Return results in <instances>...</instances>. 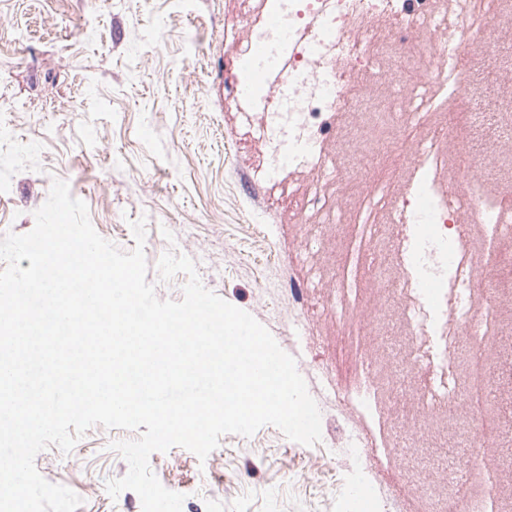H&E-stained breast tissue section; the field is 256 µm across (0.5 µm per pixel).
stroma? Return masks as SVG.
Returning a JSON list of instances; mask_svg holds the SVG:
<instances>
[{
	"mask_svg": "<svg viewBox=\"0 0 512 512\" xmlns=\"http://www.w3.org/2000/svg\"><path fill=\"white\" fill-rule=\"evenodd\" d=\"M241 0H0V99L25 101V112L0 111V132L23 144L22 153L0 164V237L25 234L46 201L53 179L68 182L83 200L103 238L132 250V221L145 219L146 279L160 299L181 300L185 275L159 280L157 263L168 248L190 257L203 285L250 313L284 351L302 346L301 376L329 364L340 386L355 389L360 358L395 365L384 356L382 336L405 349L397 319L378 329L367 304L347 317L336 313L335 284L325 267L346 257L348 227L328 223L311 203L307 223L325 225L324 236L300 235L280 220L276 200L288 193L311 195L309 171L284 169L278 181L261 175L267 146L258 140L263 113L242 120L231 88L235 49L246 46L248 29L236 19ZM477 108L482 125L458 129L448 154L460 148L498 155L486 184L490 194H512V143L495 136L498 113L512 112V82L482 86ZM375 138L401 142L366 186L346 184L343 214L360 213L369 193L397 198L416 184L414 138L392 123L374 126L359 112L347 113L331 151L351 165ZM174 242H167L164 231ZM500 336L487 354L494 365L493 399L484 410L492 432L479 458L494 476L500 512H512V278L492 294ZM390 377L375 391L380 411L371 436L382 452L372 462L376 482L389 488L404 512H423L427 489L447 491V464L433 456L451 448L458 419L439 410L426 421V452L394 458L385 450L398 441L381 414ZM349 412L327 403L321 410V440L306 446L266 425L252 436L227 434L206 460L181 447L153 453L149 465L169 490L185 494L182 512H345L346 460L331 446L333 428H345ZM128 430L95 426L69 454L57 446L40 452L35 465L49 482L82 499L77 512H142L136 493L111 498L108 480L123 477L127 461L111 450L133 439Z\"/></svg>",
	"mask_w": 512,
	"mask_h": 512,
	"instance_id": "35a3bbf8",
	"label": "stroma"
}]
</instances>
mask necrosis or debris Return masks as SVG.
Segmentation results:
<instances>
[{
  "label": "necrosis or debris",
  "mask_w": 512,
  "mask_h": 512,
  "mask_svg": "<svg viewBox=\"0 0 512 512\" xmlns=\"http://www.w3.org/2000/svg\"><path fill=\"white\" fill-rule=\"evenodd\" d=\"M467 2L466 11L460 13L449 9L447 0H278L285 28L269 24L254 33L267 55H287L288 75L297 85L269 113L267 138L288 144L289 151L284 159L272 154L268 174L276 176L285 164L312 166L315 193L327 211L335 209L334 187L353 180L367 182L371 169L392 148L385 141L371 143L350 169L326 162L344 113L372 112L423 134L418 185L398 200L392 214L393 221H410L422 234L414 243L408 276L383 280L385 301L378 305L375 319L384 321L389 305H396L411 337L405 372L433 371L432 382L417 395L423 413L445 407L455 414L463 410L469 414L470 423L460 428L451 452L448 474L453 478L478 470L477 450L482 442L477 429L482 417L474 403L491 400L492 371L486 347L497 334L489 297L499 282L494 276L476 275L465 218L475 216L495 237L512 228V207L482 190L485 177L495 167V157H474L469 170L455 173L458 193L453 196L440 189L439 177L454 131L448 127L431 136L423 133L426 115L448 100L466 99L474 90L475 76L462 66L463 56L482 53L498 78H512V68L496 63L500 42L494 23L495 0ZM382 21L391 22L404 38L427 34L434 68L423 73L410 54L399 51L389 64L398 86L395 95L382 100L351 95L354 73L374 74L383 42L378 28ZM382 233V225L371 216L356 221L343 265L324 270V278L337 284L341 310H349L359 300L358 272L365 253ZM336 400L353 406L357 419L336 446L337 454L354 464L348 498L351 512H369L365 498L370 494L377 495L387 512H392L393 500L385 490L376 489L369 473L373 450L357 441L373 421L372 408L357 392H337Z\"/></svg>",
  "instance_id": "necrosis-or-debris-1"
}]
</instances>
